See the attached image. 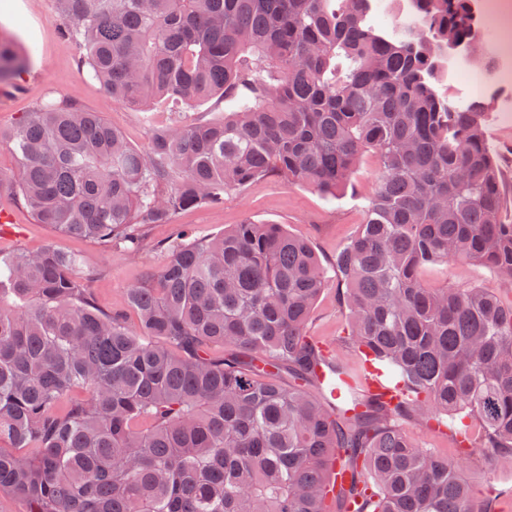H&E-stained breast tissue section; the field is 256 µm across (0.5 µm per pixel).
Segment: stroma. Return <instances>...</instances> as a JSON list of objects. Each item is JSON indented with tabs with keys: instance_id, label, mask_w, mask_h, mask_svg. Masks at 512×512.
Segmentation results:
<instances>
[{
	"instance_id": "stroma-1",
	"label": "stroma",
	"mask_w": 512,
	"mask_h": 512,
	"mask_svg": "<svg viewBox=\"0 0 512 512\" xmlns=\"http://www.w3.org/2000/svg\"><path fill=\"white\" fill-rule=\"evenodd\" d=\"M0 36L13 39L19 49H32L29 69L14 86L0 90V175L16 177V160L8 136L23 113L44 102L67 97L82 107L99 113L119 129L128 143L144 148L153 128L178 121L185 124L213 122L224 115L218 100L182 109L160 104L150 112L129 109L112 99L99 83L81 74V47L67 38L57 11V0H0ZM491 147L500 158L506 217L512 220V126L491 122L488 127ZM377 177L374 157H365L354 179L355 190L329 201L313 189L268 177L256 180L238 191L225 194L222 202L177 213L172 223L149 225L139 255L127 253L122 246L109 249L85 239L56 236L47 225L37 223L21 204L14 188L0 189V213L9 214L8 228L0 227V251H36L56 241L58 247L78 255L82 274L89 281L95 301L107 311H121L126 305L128 288L144 273L162 262L157 243L169 239L177 227L185 225L196 237L212 238L236 224H282L293 235L309 242L323 263H330L354 235L364 218L365 198ZM423 281L430 287L446 283L478 286L497 293L512 303V282L486 267L458 259L426 267ZM345 326V314L335 286H328L319 298L309 334L316 340L335 344ZM404 430L420 448H431L459 463L472 484L475 503H483L496 494V512H512V457L491 455L473 448L461 452L449 433L428 429L415 422Z\"/></svg>"
}]
</instances>
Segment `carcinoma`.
Instances as JSON below:
<instances>
[{
	"label": "carcinoma",
	"instance_id": "1",
	"mask_svg": "<svg viewBox=\"0 0 512 512\" xmlns=\"http://www.w3.org/2000/svg\"><path fill=\"white\" fill-rule=\"evenodd\" d=\"M58 0L65 34L112 97L146 112L218 98L224 118L154 128L144 151L70 98L10 137L17 193L40 224L104 247L274 176L335 199L372 155L364 221L332 270L340 348L372 355L404 395L368 390L309 335L327 269L281 224H236L156 245L128 289L131 326L95 302L78 256L50 242L0 252V491L28 512H494L460 465L403 422L512 456V305L486 288H429L423 268L466 259L512 278V223L485 97L445 89L448 33L470 0ZM31 54L0 38V84ZM234 351L217 356L213 348ZM82 389L86 400L55 407Z\"/></svg>",
	"mask_w": 512,
	"mask_h": 512
}]
</instances>
